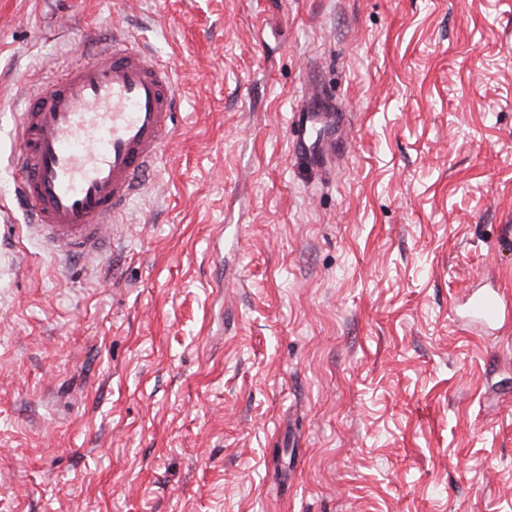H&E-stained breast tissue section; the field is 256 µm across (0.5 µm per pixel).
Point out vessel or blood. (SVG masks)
<instances>
[{
  "label": "vessel or blood",
  "mask_w": 512,
  "mask_h": 512,
  "mask_svg": "<svg viewBox=\"0 0 512 512\" xmlns=\"http://www.w3.org/2000/svg\"><path fill=\"white\" fill-rule=\"evenodd\" d=\"M178 109L168 67L120 33L106 59L71 68L29 95L17 125L14 185L36 235L71 257L98 254ZM511 309L495 288L466 305L469 323L484 329L503 327Z\"/></svg>",
  "instance_id": "obj_1"
}]
</instances>
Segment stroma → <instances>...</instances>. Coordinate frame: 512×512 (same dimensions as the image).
I'll list each match as a JSON object with an SVG mask.
<instances>
[{
  "instance_id": "35a3bbf8",
  "label": "stroma",
  "mask_w": 512,
  "mask_h": 512,
  "mask_svg": "<svg viewBox=\"0 0 512 512\" xmlns=\"http://www.w3.org/2000/svg\"><path fill=\"white\" fill-rule=\"evenodd\" d=\"M119 31L180 108L66 262L17 105ZM496 287L512 0H0V512H512V320L460 322Z\"/></svg>"
}]
</instances>
